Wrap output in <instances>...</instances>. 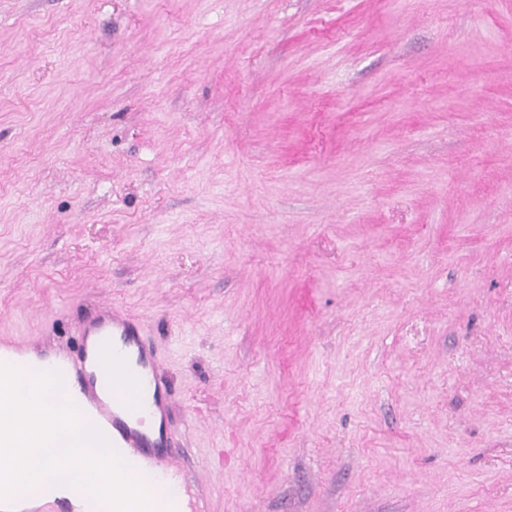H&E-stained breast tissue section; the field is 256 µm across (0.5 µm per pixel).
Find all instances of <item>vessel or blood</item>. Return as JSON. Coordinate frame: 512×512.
<instances>
[{"mask_svg":"<svg viewBox=\"0 0 512 512\" xmlns=\"http://www.w3.org/2000/svg\"><path fill=\"white\" fill-rule=\"evenodd\" d=\"M80 336L79 350L69 359L77 379L76 387L67 391L69 398L86 419L103 431L114 449L123 452L129 466L159 470L166 483L181 487L182 505L175 511L171 510L163 487L153 491V512H205L197 501L194 483L182 468L167 461L171 448L168 432L146 433L142 419L131 417L111 400L99 372L100 348L107 344L118 345L124 353V369L136 373L141 380L143 402L149 405L152 415L165 416L167 397L159 359L155 351L145 348L139 323L107 309L81 327Z\"/></svg>","mask_w":512,"mask_h":512,"instance_id":"vessel-or-blood-1","label":"vessel or blood"}]
</instances>
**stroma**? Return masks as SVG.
I'll return each instance as SVG.
<instances>
[{"label": "stroma", "instance_id": "1", "mask_svg": "<svg viewBox=\"0 0 512 512\" xmlns=\"http://www.w3.org/2000/svg\"><path fill=\"white\" fill-rule=\"evenodd\" d=\"M107 307L208 512H512V0H0V338Z\"/></svg>", "mask_w": 512, "mask_h": 512}]
</instances>
